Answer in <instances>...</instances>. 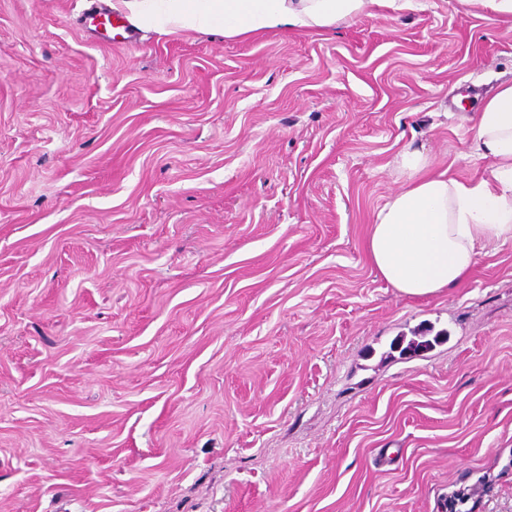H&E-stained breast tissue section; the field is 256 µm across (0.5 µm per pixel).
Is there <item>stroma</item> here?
<instances>
[{"label":"stroma","mask_w":512,"mask_h":512,"mask_svg":"<svg viewBox=\"0 0 512 512\" xmlns=\"http://www.w3.org/2000/svg\"><path fill=\"white\" fill-rule=\"evenodd\" d=\"M95 2L0 0V512H512V244L430 298L365 251L403 148L488 175L512 20L124 45Z\"/></svg>","instance_id":"35a3bbf8"}]
</instances>
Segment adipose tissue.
I'll return each mask as SVG.
<instances>
[{"instance_id": "ef3b65f1", "label": "adipose tissue", "mask_w": 512, "mask_h": 512, "mask_svg": "<svg viewBox=\"0 0 512 512\" xmlns=\"http://www.w3.org/2000/svg\"><path fill=\"white\" fill-rule=\"evenodd\" d=\"M418 6L419 0H112L113 12L136 28L228 39L333 29L373 7L402 12ZM472 150L492 161L489 176L464 181L446 170L431 172L417 150L396 157L404 183L374 213L366 253L402 295L431 297L458 287L489 244H512V83L477 113Z\"/></svg>"}]
</instances>
